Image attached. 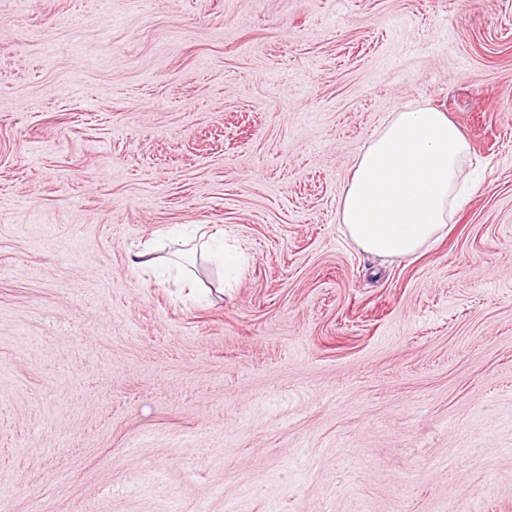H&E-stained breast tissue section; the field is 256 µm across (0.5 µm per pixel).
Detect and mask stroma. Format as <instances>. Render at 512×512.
I'll return each instance as SVG.
<instances>
[{"label": "stroma", "mask_w": 512, "mask_h": 512, "mask_svg": "<svg viewBox=\"0 0 512 512\" xmlns=\"http://www.w3.org/2000/svg\"><path fill=\"white\" fill-rule=\"evenodd\" d=\"M470 146L446 234L338 222L386 113ZM194 295L140 274L177 226ZM512 512V0H0L5 512Z\"/></svg>", "instance_id": "obj_1"}]
</instances>
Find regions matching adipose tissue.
Instances as JSON below:
<instances>
[{
    "mask_svg": "<svg viewBox=\"0 0 512 512\" xmlns=\"http://www.w3.org/2000/svg\"><path fill=\"white\" fill-rule=\"evenodd\" d=\"M467 153L446 113H388L342 190L340 222L350 240L386 258L425 247L465 204L459 182Z\"/></svg>",
    "mask_w": 512,
    "mask_h": 512,
    "instance_id": "1",
    "label": "adipose tissue"
}]
</instances>
